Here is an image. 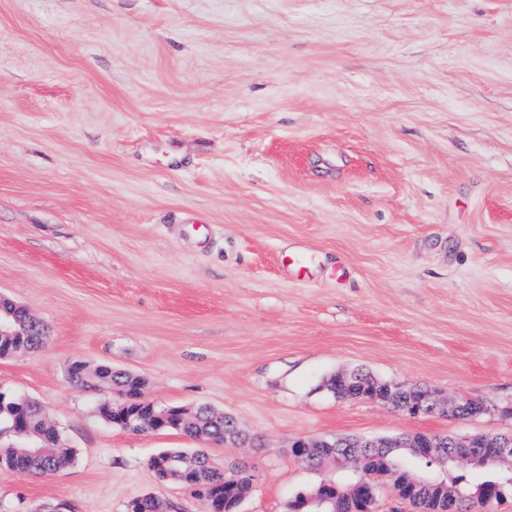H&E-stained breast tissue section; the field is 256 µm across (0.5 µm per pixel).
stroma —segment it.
<instances>
[{
    "label": "stroma",
    "instance_id": "stroma-1",
    "mask_svg": "<svg viewBox=\"0 0 512 512\" xmlns=\"http://www.w3.org/2000/svg\"><path fill=\"white\" fill-rule=\"evenodd\" d=\"M0 296L48 331L0 390L75 451L0 512H201L171 448L286 512L326 475L295 438L512 433V0H0ZM76 361L244 440L112 427ZM357 368L488 412L335 397ZM148 466L159 478L177 468L183 479L182 487L187 489L197 485V472L201 468L209 470L217 482L224 481L225 476L224 498H213L209 489L190 491V496L199 504L205 503L207 508L204 512H239L236 504L247 497L254 477L252 467L246 464L237 465L229 471L216 468L201 451L164 450L153 456Z\"/></svg>",
    "mask_w": 512,
    "mask_h": 512
}]
</instances>
